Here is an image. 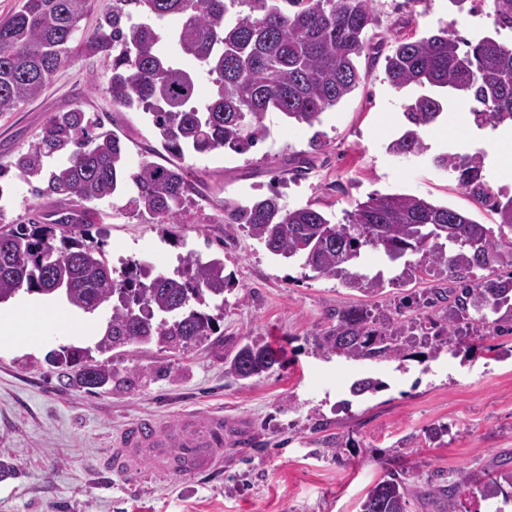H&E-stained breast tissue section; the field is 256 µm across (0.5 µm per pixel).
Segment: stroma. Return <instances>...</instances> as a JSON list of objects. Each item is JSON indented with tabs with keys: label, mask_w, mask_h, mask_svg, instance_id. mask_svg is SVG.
Listing matches in <instances>:
<instances>
[{
	"label": "stroma",
	"mask_w": 512,
	"mask_h": 512,
	"mask_svg": "<svg viewBox=\"0 0 512 512\" xmlns=\"http://www.w3.org/2000/svg\"><path fill=\"white\" fill-rule=\"evenodd\" d=\"M372 7L377 56L361 61L359 86L316 127L271 111L268 136L246 153L185 155L181 164L199 192L176 224L130 216L108 201L40 199L16 168L50 118L76 106L119 134L130 165L161 161L148 114L113 105L110 70L86 54L81 41L72 42L70 59L39 96L0 113V176L11 191L10 203L0 208V227L35 214L83 212L86 232L114 267L153 261L172 270L192 252L223 260L235 283L219 334L202 346L176 353L137 345L93 352L112 371L98 389L69 377L65 355L75 344L64 338L58 320L74 309L65 301L56 300L45 322L41 350L21 349L0 336V512H359L388 459L420 481L439 483L512 452V334L468 336L459 353L444 349L432 358L420 346L382 362L325 352L315 339L337 307H382L404 288L428 291L431 278L365 297L335 279L309 277L225 222V203L275 189L285 208L309 204L334 222L369 196L402 193L496 223L453 175L431 163L442 152H481L484 172L493 176L496 165L512 164L507 156L492 158L494 129H481L471 143L439 142L428 131L422 155H393L388 146L401 131L411 92L388 82L385 57L395 40L413 41L446 26L465 42L494 34L512 46V33L496 31L488 0H466L460 8L450 0H373ZM315 134L322 140L316 150L309 146ZM247 338L278 350L282 361L240 381L227 374L226 359ZM363 377L384 386L351 397V383ZM207 409L253 429L250 441L225 444L222 474L157 483L145 470L125 476L104 468L111 438L130 419L150 414L175 428L183 413ZM441 424L448 435L430 439V429ZM336 434L345 441L337 456L321 445Z\"/></svg>",
	"instance_id": "stroma-1"
}]
</instances>
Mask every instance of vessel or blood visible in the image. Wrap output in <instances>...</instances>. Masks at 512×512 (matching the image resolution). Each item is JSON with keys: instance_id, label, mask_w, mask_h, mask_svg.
Here are the masks:
<instances>
[{"instance_id": "1", "label": "vessel or blood", "mask_w": 512, "mask_h": 512, "mask_svg": "<svg viewBox=\"0 0 512 512\" xmlns=\"http://www.w3.org/2000/svg\"><path fill=\"white\" fill-rule=\"evenodd\" d=\"M232 431L244 436L250 428L216 413L191 414L183 417L180 433L174 438L159 418L140 417L118 433L108 462L112 470L128 473L147 458L163 478L212 472L224 465V436Z\"/></svg>"}]
</instances>
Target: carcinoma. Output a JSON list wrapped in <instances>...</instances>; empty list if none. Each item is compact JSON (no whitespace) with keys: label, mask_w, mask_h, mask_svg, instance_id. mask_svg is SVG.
I'll list each match as a JSON object with an SVG mask.
<instances>
[{"label":"carcinoma","mask_w":512,"mask_h":512,"mask_svg":"<svg viewBox=\"0 0 512 512\" xmlns=\"http://www.w3.org/2000/svg\"><path fill=\"white\" fill-rule=\"evenodd\" d=\"M93 0H20L0 20V113L12 112L36 98L69 58L70 44ZM496 25L512 29V0H493ZM372 0H112V7L85 49L110 67L112 103L147 112L162 149L176 157L217 149L245 153L267 135L266 112L276 110L309 127L320 122L359 84L358 67L373 53L375 17ZM179 17L174 29L161 22ZM460 51L454 32L440 28L414 41L395 42L385 56V74L398 89L414 87L403 112L406 128L389 145L397 156L426 150L422 132L443 114L442 100L427 91L442 88L469 100L478 127H512V46L492 36L467 43ZM196 61L212 83L202 100L195 80L178 58ZM434 167L454 175L459 186L498 216L481 224L444 205L408 194H384L357 202L345 223L334 224L306 205L281 206L279 196L246 203H224L234 224L274 256L300 262L316 277L333 278L367 297L383 294L417 273L455 287L430 296L407 295L393 307L372 311L347 305L331 314L333 323L319 346L351 360L399 359L409 347L412 327L406 311L424 304L433 309L424 346L438 353L455 350L464 336L491 338L512 333V197L493 193L482 174L479 155L440 153ZM16 165L42 186L43 198L82 201L122 200L128 213L158 224H177L195 182L180 166L144 160L131 169L120 138L75 107L57 113L42 130L40 142ZM389 261L404 260L400 275L385 280L364 266L367 252ZM511 268L499 273L502 266ZM234 288L224 261H204L192 254L173 272L145 282L138 264L120 274L103 251L87 245L77 232L56 235L38 221L0 231V303L19 292L60 297L93 313L112 308L97 349L156 345L174 352L202 345L218 330L210 302L226 303ZM256 351L270 364L276 351L254 340L227 360V372L250 380L246 370ZM76 376L88 388L112 380L103 363L82 350L68 353ZM382 382L362 378L349 388L354 397L374 393ZM479 501L502 498L494 512L512 504V456L492 460L480 473H466L447 485L411 481V475L385 468L367 492L360 512H409L410 501L432 503L438 512H463L461 493Z\"/></svg>","instance_id":"1"}]
</instances>
